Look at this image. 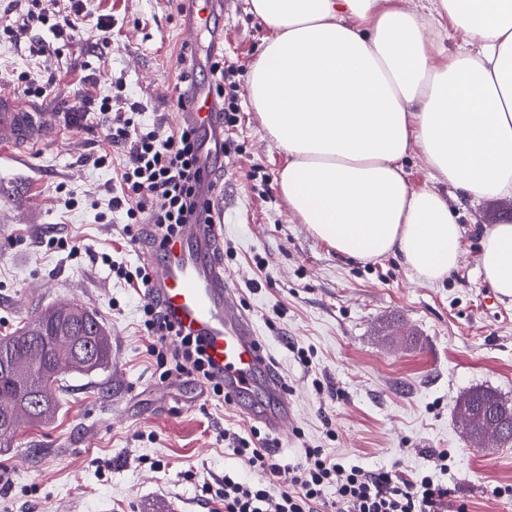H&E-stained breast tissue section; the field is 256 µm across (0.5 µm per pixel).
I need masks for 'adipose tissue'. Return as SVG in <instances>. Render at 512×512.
<instances>
[{
	"label": "adipose tissue",
	"mask_w": 512,
	"mask_h": 512,
	"mask_svg": "<svg viewBox=\"0 0 512 512\" xmlns=\"http://www.w3.org/2000/svg\"><path fill=\"white\" fill-rule=\"evenodd\" d=\"M271 32L248 74L265 135L285 156L289 211L340 254L398 258L438 283L458 267L462 228L417 153L471 201L512 196V0H436L472 51L439 53L400 0H250ZM484 280L512 298V224L480 240Z\"/></svg>",
	"instance_id": "1"
}]
</instances>
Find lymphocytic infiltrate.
<instances>
[{
  "mask_svg": "<svg viewBox=\"0 0 512 512\" xmlns=\"http://www.w3.org/2000/svg\"><path fill=\"white\" fill-rule=\"evenodd\" d=\"M77 4L60 0L28 10L25 25L47 26L60 39L80 30ZM79 109L98 115L100 128L109 145L125 148L117 174V186L108 207L125 212L129 224L148 214L152 230L147 236L132 234L131 242L147 240L160 248L179 235L183 225L209 212L200 201L196 183L201 177L197 165L199 138L193 127L170 129L154 125L143 130L137 120L138 105H114L111 98L80 97ZM143 326L151 339L149 351L165 366L167 375L185 376L207 386L214 397L224 395V386L214 380L202 339L183 334L170 323L156 302L143 308ZM232 452L249 466L274 477L287 476V486L273 488L249 483L228 475L217 489L222 512H440L448 488L428 474L405 477L394 469L369 471L347 466L323 448H308L295 463L280 455L277 443L258 427L247 435L226 433Z\"/></svg>",
  "mask_w": 512,
  "mask_h": 512,
  "instance_id": "1",
  "label": "lymphocytic infiltrate"
}]
</instances>
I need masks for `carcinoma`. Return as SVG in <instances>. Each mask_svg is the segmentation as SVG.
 <instances>
[{"label": "carcinoma", "instance_id": "carcinoma-1", "mask_svg": "<svg viewBox=\"0 0 512 512\" xmlns=\"http://www.w3.org/2000/svg\"><path fill=\"white\" fill-rule=\"evenodd\" d=\"M73 336L78 340L93 344L94 361L72 363L68 370L77 374L96 372L112 359V348L108 330L104 324L85 308L67 311L64 317L56 316L54 309H46L23 326L15 336L0 340L7 355L16 360L36 361L41 366L52 364L59 357L57 346L39 339L41 331ZM46 386L40 374H31L26 381L16 380L10 374L0 370V397L18 393L37 392ZM464 433L471 440L485 436L494 437L501 446L512 444V404L496 394L476 391L470 393L459 404Z\"/></svg>", "mask_w": 512, "mask_h": 512}]
</instances>
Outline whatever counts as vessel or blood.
Masks as SVG:
<instances>
[{"label": "vessel or blood", "mask_w": 512, "mask_h": 512, "mask_svg": "<svg viewBox=\"0 0 512 512\" xmlns=\"http://www.w3.org/2000/svg\"><path fill=\"white\" fill-rule=\"evenodd\" d=\"M182 2L183 27L189 31L202 25L206 6L224 5V0ZM179 119L196 127L201 138L198 165L208 169L224 150V127L205 87L191 91ZM56 127L51 113L0 88L1 151L32 150ZM220 250L218 224L201 218L183 225L179 237L160 250L142 251L143 263L153 270L146 297L159 301L168 320L183 333L204 340L212 372L242 415L283 431L295 419L294 404L281 381L268 373L265 348L224 274Z\"/></svg>", "instance_id": "1"}]
</instances>
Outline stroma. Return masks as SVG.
<instances>
[{"label":"stroma","instance_id":"stroma-1","mask_svg":"<svg viewBox=\"0 0 512 512\" xmlns=\"http://www.w3.org/2000/svg\"><path fill=\"white\" fill-rule=\"evenodd\" d=\"M80 4L78 38L64 42L45 28L0 37L2 83L34 66L35 39L55 50L47 92L34 104L56 114L59 131L34 153L0 152V337L38 311L77 304L109 330L112 362L64 374L54 418L23 425L0 446V512H213L205 489L225 475L270 480L228 449L225 430L244 422L235 406L202 383L161 379L140 328L145 298L114 272L141 259L123 239L125 214L107 207L113 166L98 162L107 144L96 113L72 109L77 89L98 99L120 92L142 108L141 123L176 126L180 49L195 44L197 82L210 84L213 28L223 30L224 59L238 69L237 122L224 130L232 146L212 162L222 259L297 407L294 424L275 435L280 451L294 459L305 447L326 448L348 465L412 476L434 469L445 449L441 512H512V497L493 493L512 486V446L466 441L457 409L475 390L512 402V299L479 273V241L485 229L512 223V197L466 200L409 156L410 184L447 196L462 226L458 268L431 284L392 256L342 255L291 215L279 191L284 157L249 104L248 73L270 36L249 0L190 32L175 0ZM107 18L103 40L98 23ZM300 349L311 366L299 362Z\"/></svg>","mask_w":512,"mask_h":512}]
</instances>
